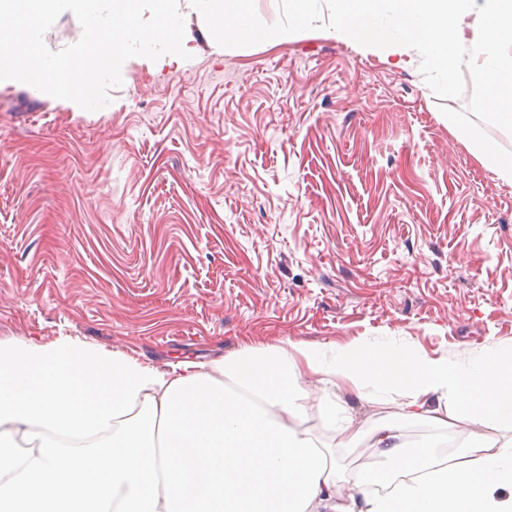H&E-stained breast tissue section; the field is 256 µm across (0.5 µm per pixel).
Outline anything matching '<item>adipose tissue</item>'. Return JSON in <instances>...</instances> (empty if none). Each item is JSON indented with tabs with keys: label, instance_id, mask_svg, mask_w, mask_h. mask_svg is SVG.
Here are the masks:
<instances>
[{
	"label": "adipose tissue",
	"instance_id": "ef3b65f1",
	"mask_svg": "<svg viewBox=\"0 0 512 512\" xmlns=\"http://www.w3.org/2000/svg\"><path fill=\"white\" fill-rule=\"evenodd\" d=\"M373 390L375 467L340 492L333 451L304 429L308 379ZM476 427L454 457L403 421ZM512 354L465 364L365 345L242 343L157 366L76 337L0 339V512H512Z\"/></svg>",
	"mask_w": 512,
	"mask_h": 512
}]
</instances>
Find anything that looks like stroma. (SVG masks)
<instances>
[{"mask_svg": "<svg viewBox=\"0 0 512 512\" xmlns=\"http://www.w3.org/2000/svg\"><path fill=\"white\" fill-rule=\"evenodd\" d=\"M126 60L100 112L0 83V339L76 336L161 364L238 344L512 350V184L448 128L418 66L325 37ZM341 449L372 459L375 405Z\"/></svg>", "mask_w": 512, "mask_h": 512, "instance_id": "obj_1", "label": "stroma"}]
</instances>
